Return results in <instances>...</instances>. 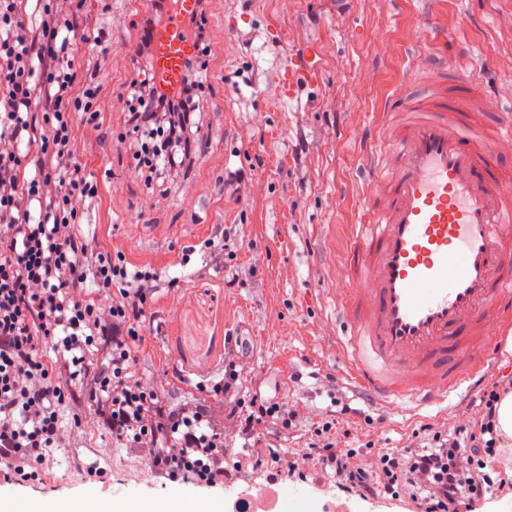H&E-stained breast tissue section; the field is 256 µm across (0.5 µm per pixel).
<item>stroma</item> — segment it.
<instances>
[{"mask_svg":"<svg viewBox=\"0 0 512 512\" xmlns=\"http://www.w3.org/2000/svg\"><path fill=\"white\" fill-rule=\"evenodd\" d=\"M507 12L512 0H208V68L203 108L194 115L198 157L175 173L163 196L135 170L124 124L140 18L130 0H85L82 14L102 30L110 51L83 58L85 69L103 79L102 117L97 129H80L78 147L102 195L86 201L81 229L160 276L141 331L138 374L161 390L165 408L200 401L221 414L237 397L257 394L295 409L291 428L257 427L251 451L258 457L273 440L300 448L338 396L349 407L338 425L346 446L371 438L380 452L399 447L421 424L462 421L474 411L475 397L460 393L418 410L409 402L378 404L358 391L337 351L346 326L336 318V277L360 219L361 133L418 79L428 46L420 18L473 43L484 64L480 80L509 96L512 30L496 23ZM384 38L399 45L397 55H380ZM304 58L318 70V82L282 97L275 70ZM237 174L242 181L230 188ZM225 242L231 256L212 259L211 245ZM233 355L241 370L238 394L208 396ZM63 425L66 442L48 449L43 484L0 480V512L16 501L63 503L89 492L96 499L86 512H158L165 500L186 496L207 512H228L233 499L261 481L260 468L250 467L228 486H160L147 464L113 447L82 392ZM97 465L110 471L108 482L91 477ZM281 488L309 500L310 512L344 499L352 512H408L295 474Z\"/></svg>","mask_w":512,"mask_h":512,"instance_id":"obj_1","label":"stroma"}]
</instances>
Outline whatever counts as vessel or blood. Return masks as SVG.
Segmentation results:
<instances>
[{"label":"vessel or blood","instance_id":"obj_1","mask_svg":"<svg viewBox=\"0 0 512 512\" xmlns=\"http://www.w3.org/2000/svg\"><path fill=\"white\" fill-rule=\"evenodd\" d=\"M200 0H176L154 32L156 67L175 85L194 51L185 20ZM458 70L435 69L429 83L456 82L470 97L397 95L385 124L392 139L366 136L369 175L353 252L339 275L336 311L348 333L342 359L377 402L423 408L445 402L488 368L512 332V185L489 174L490 158L512 159V121L485 138L475 112H496L497 97ZM308 67L286 68L284 96L317 81Z\"/></svg>","mask_w":512,"mask_h":512}]
</instances>
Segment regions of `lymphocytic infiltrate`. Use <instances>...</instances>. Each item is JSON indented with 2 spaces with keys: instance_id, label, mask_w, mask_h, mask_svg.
Returning a JSON list of instances; mask_svg holds the SVG:
<instances>
[{
  "instance_id": "f902f5d3",
  "label": "lymphocytic infiltrate",
  "mask_w": 512,
  "mask_h": 512,
  "mask_svg": "<svg viewBox=\"0 0 512 512\" xmlns=\"http://www.w3.org/2000/svg\"><path fill=\"white\" fill-rule=\"evenodd\" d=\"M23 2L0 0V478L39 481L37 464L65 441L62 413L80 388L113 442L149 464L159 482L232 480L253 462L236 439L250 440L267 421L289 427L294 414L254 397L230 426L200 405L168 412L138 376L141 323L158 276L80 230L79 203L99 188L79 159L77 130L98 127L101 83L76 52L104 51L105 42L83 22L77 0H44L29 19ZM172 2L149 0L125 95L127 125L147 136L135 145L139 168L155 183L191 158L202 86L193 57L176 86L156 77L154 30ZM49 350L57 354L51 364ZM101 351L103 372L94 362ZM511 392L512 376L487 375L466 422L423 424L384 453L370 440L340 447L327 421L296 451L267 449L266 465L280 475L330 478L365 497L405 495L418 512H459L497 489L489 468L503 442L498 405Z\"/></svg>"
}]
</instances>
